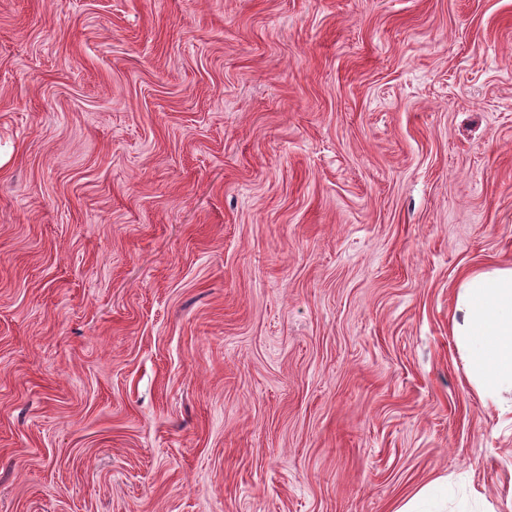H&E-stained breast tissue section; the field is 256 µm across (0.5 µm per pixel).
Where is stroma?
Masks as SVG:
<instances>
[{"label": "stroma", "instance_id": "35a3bbf8", "mask_svg": "<svg viewBox=\"0 0 512 512\" xmlns=\"http://www.w3.org/2000/svg\"><path fill=\"white\" fill-rule=\"evenodd\" d=\"M499 264L512 0H0V512H512ZM451 334L481 395H512V266L465 276L456 296ZM447 498V501L444 499ZM448 490L438 481L419 488L411 496L404 498L393 512H446Z\"/></svg>", "mask_w": 512, "mask_h": 512}]
</instances>
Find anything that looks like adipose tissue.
I'll use <instances>...</instances> for the list:
<instances>
[{
	"mask_svg": "<svg viewBox=\"0 0 512 512\" xmlns=\"http://www.w3.org/2000/svg\"><path fill=\"white\" fill-rule=\"evenodd\" d=\"M451 334L481 395H512V266L465 276L456 296Z\"/></svg>",
	"mask_w": 512,
	"mask_h": 512,
	"instance_id": "1",
	"label": "adipose tissue"
}]
</instances>
